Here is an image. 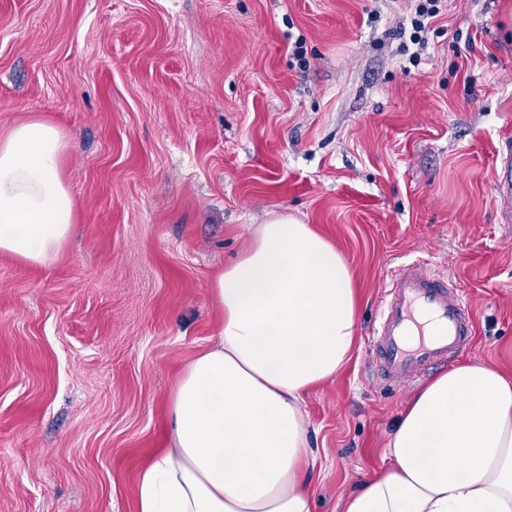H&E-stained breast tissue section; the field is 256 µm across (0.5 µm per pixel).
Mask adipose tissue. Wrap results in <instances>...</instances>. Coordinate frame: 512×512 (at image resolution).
I'll return each instance as SVG.
<instances>
[{"instance_id":"ef3b65f1","label":"adipose tissue","mask_w":512,"mask_h":512,"mask_svg":"<svg viewBox=\"0 0 512 512\" xmlns=\"http://www.w3.org/2000/svg\"><path fill=\"white\" fill-rule=\"evenodd\" d=\"M63 129L0 127V253L51 266L75 230ZM213 345L168 399L169 444L140 473L137 512H314L302 404L349 362L359 298L344 254L277 215L218 272ZM389 463L342 512H512V367L463 363L418 389Z\"/></svg>"}]
</instances>
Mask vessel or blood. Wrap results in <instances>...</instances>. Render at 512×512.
I'll return each instance as SVG.
<instances>
[{"mask_svg":"<svg viewBox=\"0 0 512 512\" xmlns=\"http://www.w3.org/2000/svg\"><path fill=\"white\" fill-rule=\"evenodd\" d=\"M494 189L512 222V146H504ZM466 291L454 280L413 263L381 284L379 312L369 338L372 374L408 386L446 365L473 342Z\"/></svg>","mask_w":512,"mask_h":512,"instance_id":"1","label":"vessel or blood"}]
</instances>
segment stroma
<instances>
[{"label":"stroma","mask_w":512,"mask_h":512,"mask_svg":"<svg viewBox=\"0 0 512 512\" xmlns=\"http://www.w3.org/2000/svg\"><path fill=\"white\" fill-rule=\"evenodd\" d=\"M439 8L414 60V0H0V126H60L78 200L52 266L0 254V512H137L224 321L211 282L275 215L329 239L360 297L349 363L304 397L316 512L383 466L412 394L369 368L390 270L468 289L461 360L512 357V0ZM494 189L501 203L508 208L506 211L507 224L512 222V146L505 141L500 154L499 169L495 172Z\"/></svg>","instance_id":"obj_1"}]
</instances>
